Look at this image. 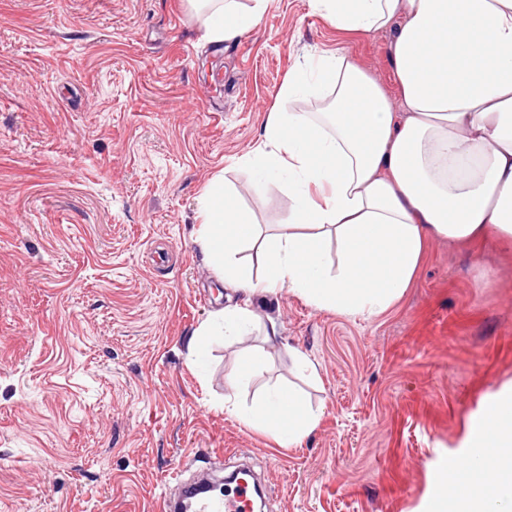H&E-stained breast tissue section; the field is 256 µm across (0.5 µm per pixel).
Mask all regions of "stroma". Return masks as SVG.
<instances>
[{"mask_svg":"<svg viewBox=\"0 0 512 512\" xmlns=\"http://www.w3.org/2000/svg\"><path fill=\"white\" fill-rule=\"evenodd\" d=\"M186 0H0V512H157L194 471L249 457L265 512H424L481 400L512 381V249L434 242L371 318L284 291L260 331L189 337L240 296L195 242L225 179L261 224L292 202L244 160L304 54L340 51L399 106L388 33L337 30L309 0L202 40ZM297 348L318 376L301 378ZM245 349L258 376L231 388ZM322 415L280 445L224 409L270 387Z\"/></svg>","mask_w":512,"mask_h":512,"instance_id":"stroma-1","label":"stroma"}]
</instances>
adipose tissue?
Returning a JSON list of instances; mask_svg holds the SVG:
<instances>
[{
    "label": "adipose tissue",
    "mask_w": 512,
    "mask_h": 512,
    "mask_svg": "<svg viewBox=\"0 0 512 512\" xmlns=\"http://www.w3.org/2000/svg\"><path fill=\"white\" fill-rule=\"evenodd\" d=\"M203 36L219 43L246 32L268 0H188ZM346 32H390L400 87L393 109L378 84L343 53L298 65L280 91L295 100L328 88L318 112L272 109L248 166L279 181L289 223L264 232L213 182L200 199L201 250L242 296L226 306L225 338L255 324L253 295L282 290L320 310L373 317L410 287L432 242L491 237L512 247V0H310ZM338 261L328 269L325 240ZM254 262L242 261L244 244ZM246 427L300 442L320 413L301 394L272 390L231 406ZM434 500L441 512H512V385L486 395Z\"/></svg>",
    "instance_id": "1"
}]
</instances>
